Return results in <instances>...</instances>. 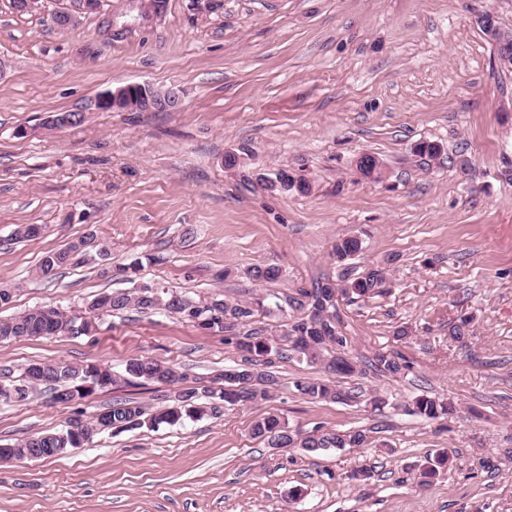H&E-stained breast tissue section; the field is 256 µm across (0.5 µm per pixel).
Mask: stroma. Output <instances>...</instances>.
Instances as JSON below:
<instances>
[{
    "instance_id": "35a3bbf8",
    "label": "stroma",
    "mask_w": 512,
    "mask_h": 512,
    "mask_svg": "<svg viewBox=\"0 0 512 512\" xmlns=\"http://www.w3.org/2000/svg\"><path fill=\"white\" fill-rule=\"evenodd\" d=\"M74 0H42L18 13L0 0V318L51 305L73 314L129 289L119 266L138 257L135 282L194 298H264L262 326L293 316L290 299L317 279L337 280L339 236L363 250L357 272L383 270L384 292L339 301L355 361L400 351L401 378H338L357 402H313L297 381L322 365L279 359L270 400L177 426L93 436L62 456L0 463V512H512V65L503 64L480 18L512 33V0H223L213 13L168 0L141 22L133 0H106L127 25L107 40L101 15L59 31ZM129 83L180 90L178 112H99L97 97ZM85 122L42 129L50 112ZM421 142L437 156H418ZM243 151L239 167L224 164ZM383 176L359 174L361 155ZM288 170L300 193L268 191ZM39 226L38 237L15 236ZM91 238L78 262L43 279L42 256ZM276 266L273 283L253 281ZM472 319L466 343L448 326ZM409 339L395 337L399 327ZM165 361L183 388H222L218 375L242 353L222 333L165 312L105 317L80 336L0 342V367L33 361L111 370L113 383L83 402L40 390L0 402V447L65 429L131 400L167 405L172 389L127 382L135 357ZM391 405L375 412L369 398ZM435 394L458 411L427 422L407 415ZM290 426L348 429L385 423L364 448L310 457L268 447L251 426L267 411ZM446 449L457 468L418 482L427 456ZM488 467H480V460ZM372 467L366 482L350 473Z\"/></svg>"
}]
</instances>
